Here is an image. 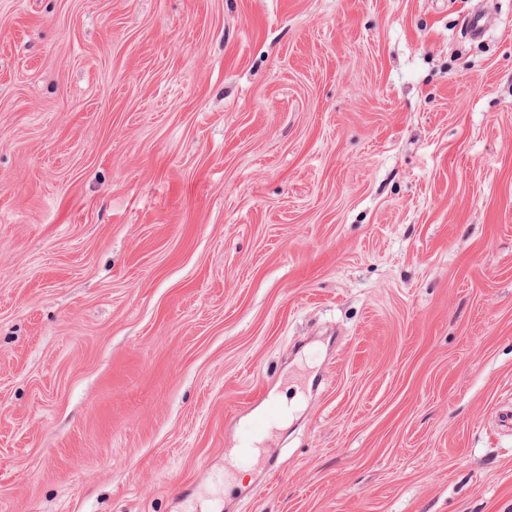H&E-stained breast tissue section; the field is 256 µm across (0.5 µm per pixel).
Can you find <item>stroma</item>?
<instances>
[{"label":"stroma","instance_id":"35a3bbf8","mask_svg":"<svg viewBox=\"0 0 512 512\" xmlns=\"http://www.w3.org/2000/svg\"><path fill=\"white\" fill-rule=\"evenodd\" d=\"M510 408L512 0H0V512H512ZM280 405L273 399H270L266 405V411L252 419L242 428L243 448H239V453L243 460L249 462L253 459V451L265 440L267 433V421L270 417L280 412Z\"/></svg>","mask_w":512,"mask_h":512}]
</instances>
